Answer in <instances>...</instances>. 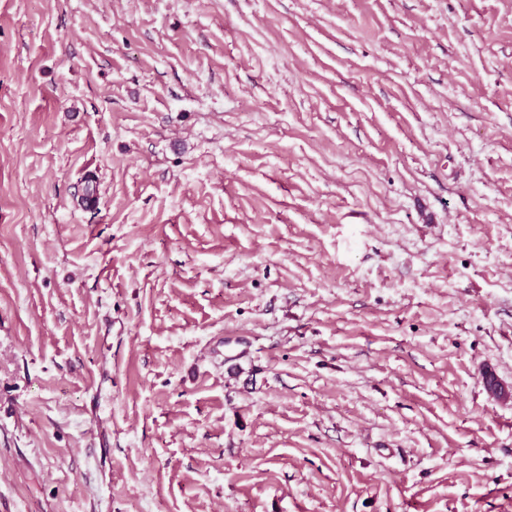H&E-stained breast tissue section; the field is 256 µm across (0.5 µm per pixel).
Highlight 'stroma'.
Masks as SVG:
<instances>
[{"instance_id":"1","label":"stroma","mask_w":512,"mask_h":512,"mask_svg":"<svg viewBox=\"0 0 512 512\" xmlns=\"http://www.w3.org/2000/svg\"><path fill=\"white\" fill-rule=\"evenodd\" d=\"M489 373L512 0H0V512H512Z\"/></svg>"}]
</instances>
